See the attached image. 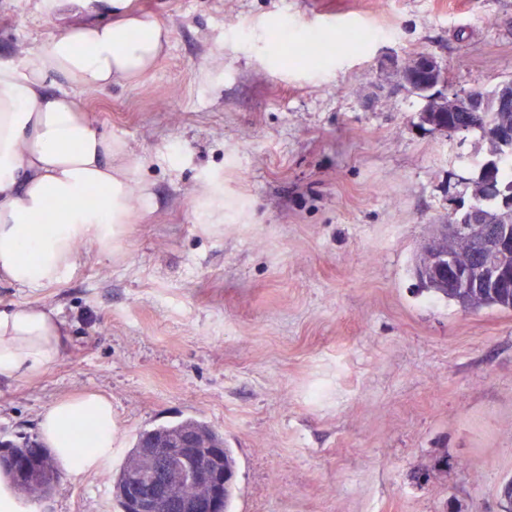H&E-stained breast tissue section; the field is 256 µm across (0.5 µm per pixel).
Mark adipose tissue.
Here are the masks:
<instances>
[{
  "instance_id": "adipose-tissue-1",
  "label": "adipose tissue",
  "mask_w": 512,
  "mask_h": 512,
  "mask_svg": "<svg viewBox=\"0 0 512 512\" xmlns=\"http://www.w3.org/2000/svg\"><path fill=\"white\" fill-rule=\"evenodd\" d=\"M72 0H41L55 30L20 61H0V280L20 288L61 282L78 245L111 253L145 188L120 141L83 115L80 93L145 76L170 40L169 28L132 13L129 0H95L108 22H68ZM58 201L49 210V201ZM69 339L59 313L39 305L0 309V377L26 379L56 363ZM91 428L79 455L75 423ZM40 437L68 473L98 469L112 456V403L89 392L41 415Z\"/></svg>"
}]
</instances>
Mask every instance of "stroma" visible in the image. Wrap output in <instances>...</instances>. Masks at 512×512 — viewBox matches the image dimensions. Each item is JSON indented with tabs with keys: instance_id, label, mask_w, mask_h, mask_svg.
Wrapping results in <instances>:
<instances>
[{
	"instance_id": "obj_1",
	"label": "stroma",
	"mask_w": 512,
	"mask_h": 512,
	"mask_svg": "<svg viewBox=\"0 0 512 512\" xmlns=\"http://www.w3.org/2000/svg\"><path fill=\"white\" fill-rule=\"evenodd\" d=\"M0 0V59L54 30ZM168 25L141 80L86 91L85 116L138 161L149 199L111 254L83 245L45 305L63 357L0 380V440L43 410L112 402L113 450L20 512H117L106 480L146 429L194 417L237 462L230 512H502L512 479V309L419 287L415 256L471 200L488 145L418 126L395 62L435 57L446 90L512 79V0H132ZM362 32L313 67L288 46Z\"/></svg>"
}]
</instances>
